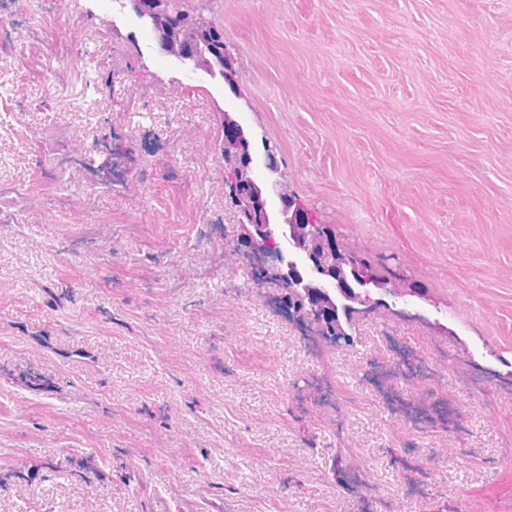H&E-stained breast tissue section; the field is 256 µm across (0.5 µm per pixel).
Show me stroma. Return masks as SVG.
Segmentation results:
<instances>
[{
  "mask_svg": "<svg viewBox=\"0 0 512 512\" xmlns=\"http://www.w3.org/2000/svg\"><path fill=\"white\" fill-rule=\"evenodd\" d=\"M192 4L237 93L112 0H0V512H512V0ZM227 107L401 279L354 345L235 256ZM103 141V143L97 141L98 144L96 143L95 145L96 151H98L100 147L105 148V150L108 151L113 158V167L125 170L129 169L131 172V165L137 161V158L135 157L134 148L129 144L128 140L123 135L115 132L114 130H110L108 136L103 138ZM115 141H119L120 146H116ZM112 143H114L115 146L114 150H112Z\"/></svg>",
  "mask_w": 512,
  "mask_h": 512,
  "instance_id": "obj_1",
  "label": "stroma"
}]
</instances>
